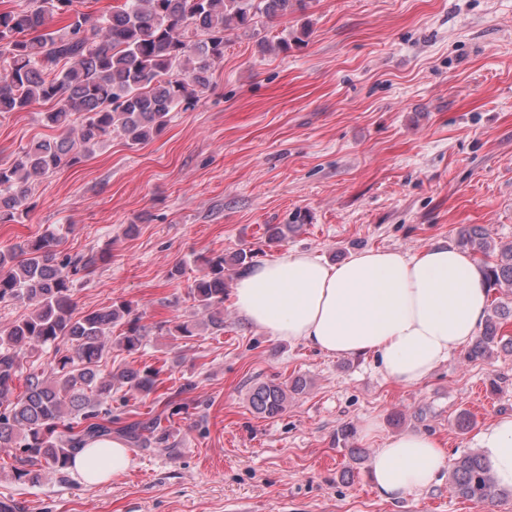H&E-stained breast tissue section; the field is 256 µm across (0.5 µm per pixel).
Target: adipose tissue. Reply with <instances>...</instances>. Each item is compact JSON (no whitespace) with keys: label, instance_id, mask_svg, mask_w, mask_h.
Returning <instances> with one entry per match:
<instances>
[{"label":"adipose tissue","instance_id":"ef3b65f1","mask_svg":"<svg viewBox=\"0 0 512 512\" xmlns=\"http://www.w3.org/2000/svg\"><path fill=\"white\" fill-rule=\"evenodd\" d=\"M239 313L271 335L336 356L371 355L383 376L411 387L480 334L488 290L480 261L452 245L408 254L365 250L332 265L286 252L241 274L232 290ZM476 442L498 487L512 488V416L487 424ZM449 464L434 436L408 431L385 440L369 463L380 498L426 489ZM131 465L121 438L91 441L71 470L92 487Z\"/></svg>","mask_w":512,"mask_h":512}]
</instances>
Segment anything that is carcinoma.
Wrapping results in <instances>:
<instances>
[{"mask_svg":"<svg viewBox=\"0 0 512 512\" xmlns=\"http://www.w3.org/2000/svg\"><path fill=\"white\" fill-rule=\"evenodd\" d=\"M76 0H21L0 11V114L33 103L52 102L43 113L53 138L32 142L9 166H0V223L17 222L32 210L30 185L63 164L89 157L99 140L115 135L130 145L149 141L170 113L197 101L209 87L211 69L224 60V34L257 35L261 19L286 17L304 0H121L112 11L93 17ZM64 16L68 23L54 29ZM299 224H269L268 242L279 243ZM51 231L20 251L0 250V302L16 301L33 311L0 327V450L20 464L16 476L39 480L43 466L69 468L75 451L91 438L117 434L142 448L168 446L169 434L150 419L128 425L112 417V393L147 398L157 393L159 370L102 368L108 348L135 353L147 329L129 318L131 305L120 300L73 316V277L91 273L104 256L68 255ZM456 246L482 256L488 292L512 288V242L494 248L478 226L462 230ZM257 252L240 249L229 257L202 258L205 274L190 295L206 315L199 322L178 321L165 328L172 336H192L203 326L224 331L225 272L239 275L254 266ZM512 319V302L494 299L479 336L465 358L471 362L494 352H512L503 327ZM119 332H114L115 328ZM52 345L55 357L44 368L25 365L26 354ZM24 377V390L14 394ZM305 388L301 379L270 380L250 390L249 404L263 418L287 409L288 395ZM455 493L474 502L512 498L496 487L478 452L456 458L448 473Z\"/></svg>","mask_w":512,"mask_h":512,"instance_id":"1","label":"carcinoma"}]
</instances>
